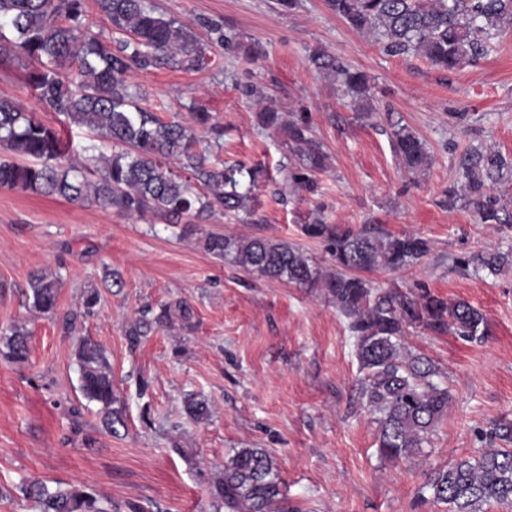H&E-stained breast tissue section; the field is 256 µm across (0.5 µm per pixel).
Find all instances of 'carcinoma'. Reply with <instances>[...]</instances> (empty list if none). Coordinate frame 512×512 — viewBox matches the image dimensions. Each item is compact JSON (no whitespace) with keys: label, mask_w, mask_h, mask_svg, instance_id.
I'll return each mask as SVG.
<instances>
[{"label":"carcinoma","mask_w":512,"mask_h":512,"mask_svg":"<svg viewBox=\"0 0 512 512\" xmlns=\"http://www.w3.org/2000/svg\"><path fill=\"white\" fill-rule=\"evenodd\" d=\"M112 24L109 37L86 22V0H0V59L27 62L25 86L42 109L66 116L89 129L100 145L84 146L80 159L72 145L37 112H26L0 98V150L24 162L0 160V188L57 196L111 206L130 216L152 213L194 236L199 225L217 213L252 217L254 191L268 171L257 165L226 163L211 155L195 133L200 128L220 140L224 126L210 112H192L194 125L164 121L143 106L128 84V73L172 62L187 70L202 68L207 52L240 48L236 34L218 23L208 25L209 44L196 33L159 13L152 0H95ZM329 7L351 27L374 35L391 55L417 56L445 70L473 64L487 56L500 38L512 32V0H328ZM308 61L334 74L344 93L359 103L370 95L368 76L323 50ZM242 92L260 105L262 128L282 131L295 163L281 170L297 188L313 195L327 155L306 112L289 120L266 105L264 87L247 84ZM395 154L410 172L424 170L432 158L415 133L401 121L390 123ZM512 177V157L480 148L466 150L458 165L460 184L448 187V209L474 212L483 224H512V201L498 191ZM301 225L302 234L323 244L336 270L324 271L301 247L283 241L208 234L198 238L214 258L247 272L286 281L298 288H322L348 320L359 363L360 393L377 424L379 454L389 460L421 457L436 426L448 413V387L434 381L438 369L426 355L411 351L408 338L423 329L451 333L466 342L489 336L484 312L464 300L449 301L426 284L376 289L361 276L378 269L398 271L427 255V240L410 233L392 235L373 224L353 229L332 224L324 206ZM458 266L492 276L512 270V251L477 252L455 259ZM60 280L43 271L29 281V307L36 313L57 309ZM192 326L194 311L186 301L165 305L142 316L128 331L133 344L172 312ZM28 332L11 326L0 336V358L28 359ZM80 388L101 405V423L109 434L126 427L123 410L112 407V371L100 346L90 339L77 350ZM192 421L209 417L206 401L185 400ZM493 437L505 448L482 449L433 470L420 497L448 506V512H484L492 502L512 503V421L498 422ZM36 503L37 512H114L112 501L75 485L55 489L41 481L19 487ZM215 512H298L285 503L272 458L260 448H240L212 480Z\"/></svg>","instance_id":"cac0c4a2"}]
</instances>
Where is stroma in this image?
<instances>
[{"label":"stroma","mask_w":512,"mask_h":512,"mask_svg":"<svg viewBox=\"0 0 512 512\" xmlns=\"http://www.w3.org/2000/svg\"><path fill=\"white\" fill-rule=\"evenodd\" d=\"M166 17L207 39L206 22L236 33L237 52L214 49L206 68L175 65L132 70L131 89L166 120L206 109L225 129L229 162L277 163L284 138L258 124L244 85L264 86L270 106L306 110L327 154L320 191H298L283 174L259 190L258 223L214 215L202 233L262 237L302 247L322 268L331 262L300 230L301 216L325 203L329 222L376 224L426 238L430 251L405 270L368 274L373 287L421 280L435 293L480 308L490 334L468 343L447 334L413 333V352L439 367L451 401L421 459L392 462L376 445V425L357 380L347 319L316 289L298 288L217 260L195 239L153 216H127L88 202L0 189V330L29 332L30 357L0 359V512H34L20 484L39 480L93 489L120 512H214L207 480L240 448L273 459L290 504L301 512H447L422 501L429 469L477 454L481 433L512 419V272L494 278L456 267L455 257L512 248V224H483L468 210H448L444 191L458 180L470 147L512 155V34L476 64L453 71L420 57L393 56L358 32L326 0H153ZM316 49L366 73L371 117H363L335 78L308 62ZM402 120L425 142L429 169L406 171L388 136ZM62 282L56 313L27 311L32 272ZM118 273L122 289L102 285ZM100 302L83 314V296ZM185 299L189 328H153L131 345L128 331L143 307ZM79 312L72 331L63 317ZM88 338L112 370L115 404L127 427L105 432L97 403L80 391L77 347ZM203 395L209 420L183 412Z\"/></svg>","instance_id":"stroma-1"}]
</instances>
